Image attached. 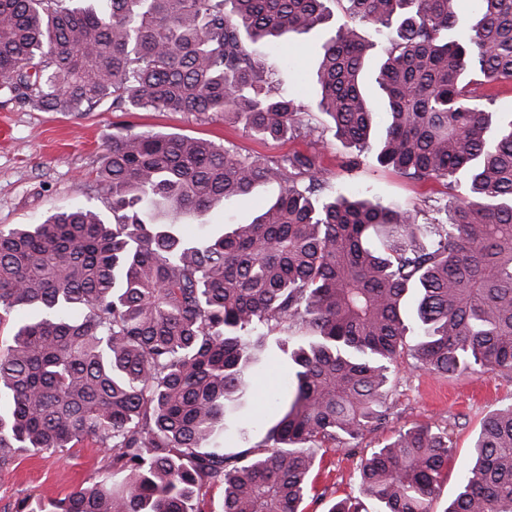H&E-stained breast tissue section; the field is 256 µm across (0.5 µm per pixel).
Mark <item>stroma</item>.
I'll use <instances>...</instances> for the list:
<instances>
[{"label":"stroma","instance_id":"1","mask_svg":"<svg viewBox=\"0 0 512 512\" xmlns=\"http://www.w3.org/2000/svg\"><path fill=\"white\" fill-rule=\"evenodd\" d=\"M333 33V27L325 26L289 40H277L265 56L272 92L295 94L306 105L313 132L305 137L262 139L219 116L200 120L181 112H116L108 100L75 115L46 112L0 97V225L38 224L55 212L75 206L111 217L96 172L105 146L113 136L127 132H177L266 159L295 152L310 155L322 179L337 194L403 206L415 211L418 223H429V205L443 197V183L409 180L378 166L370 155L343 147L328 132V118L317 108L313 74L322 45ZM279 191V184L269 183L249 197L228 200L223 213L190 220L186 231L199 235L208 224L251 222ZM292 379L288 352L272 349L254 371L252 391L243 406L244 414L251 419L248 433L242 437L231 432L233 446L246 449L261 442L269 426L271 399L284 392ZM510 405L511 373L439 376L417 369L411 357L401 358L387 394L385 422L366 433L355 446L318 450L312 490L301 505L303 512H326L330 502L357 496L362 457L382 446L399 427L423 423L446 427L450 435L451 460L435 498L436 507H444L457 493L458 465L470 458L483 420ZM104 458V450L92 446L21 456L13 467L0 471V512H17L27 498L67 496L97 476Z\"/></svg>","mask_w":512,"mask_h":512}]
</instances>
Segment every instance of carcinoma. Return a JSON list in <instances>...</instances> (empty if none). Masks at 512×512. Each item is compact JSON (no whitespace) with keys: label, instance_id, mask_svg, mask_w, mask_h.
<instances>
[{"label":"carcinoma","instance_id":"obj_1","mask_svg":"<svg viewBox=\"0 0 512 512\" xmlns=\"http://www.w3.org/2000/svg\"><path fill=\"white\" fill-rule=\"evenodd\" d=\"M328 0H0V93L53 112L112 99L123 112L220 115L264 138L309 135L306 110L270 94L261 64L286 34L326 25ZM316 72L334 136L414 181L444 184L428 224L399 206L329 194L315 158L241 156L174 133L112 137L98 171L112 222L90 208L0 225V321L39 318L0 347V470L22 453L108 450L95 480L19 512H300L316 449L382 420L406 353L435 375L512 372V113L487 87L512 80V0H344ZM372 26L387 42L361 74ZM249 224L190 242L188 215L263 184ZM415 317L404 318L408 294ZM294 343V391L263 451L229 452L251 372ZM448 431L400 427L361 460L358 498L327 512H434ZM443 512H512V406L489 415ZM36 317V313L26 307H16L6 316L0 324V345H7L13 334V327L17 324L28 322Z\"/></svg>","mask_w":512,"mask_h":512}]
</instances>
